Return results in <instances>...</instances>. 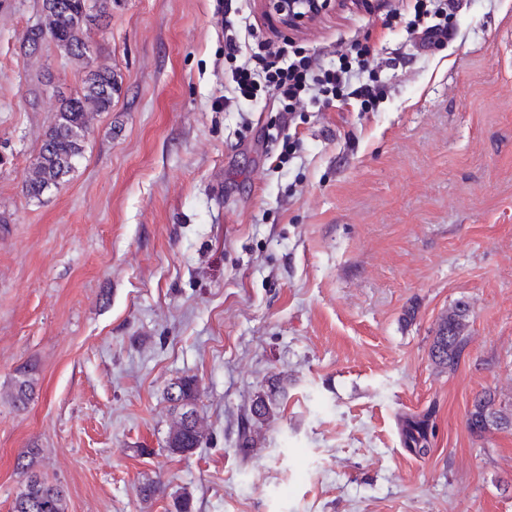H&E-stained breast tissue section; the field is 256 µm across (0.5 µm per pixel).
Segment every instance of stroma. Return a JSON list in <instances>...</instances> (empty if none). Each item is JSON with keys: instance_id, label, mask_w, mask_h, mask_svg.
<instances>
[{"instance_id": "1", "label": "stroma", "mask_w": 512, "mask_h": 512, "mask_svg": "<svg viewBox=\"0 0 512 512\" xmlns=\"http://www.w3.org/2000/svg\"><path fill=\"white\" fill-rule=\"evenodd\" d=\"M414 3L345 0L292 31L265 0H115L92 35L121 90L32 200L24 174L82 70L21 51L42 0H0V512L30 448L67 512H512V431L466 425L478 395L512 405V0H456L423 47ZM228 19L325 66L373 45L379 104L307 102L299 150L270 167L276 107L217 105ZM460 301L448 372L430 345ZM185 376L209 439L178 456L166 392ZM430 407L420 460L398 423ZM470 306L457 302L448 313L442 316L430 346V357L435 365L454 371L458 358L465 346L467 320ZM35 379L31 377L29 370L19 371V375L13 383L12 400L18 408L26 407L34 395Z\"/></svg>"}]
</instances>
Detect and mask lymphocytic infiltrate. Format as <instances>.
<instances>
[{"label":"lymphocytic infiltrate","mask_w":512,"mask_h":512,"mask_svg":"<svg viewBox=\"0 0 512 512\" xmlns=\"http://www.w3.org/2000/svg\"><path fill=\"white\" fill-rule=\"evenodd\" d=\"M452 0H415L410 34L427 41L446 34V20ZM371 45H361L355 54H339L334 65L323 67L311 57H289L286 48L259 39L250 43L241 40L233 22L224 25V58L232 62L231 89L224 96L225 109L253 100L258 93L278 106L282 125L292 126L296 112L306 100L322 99L325 108L345 104L357 98L362 108L372 106L378 89L370 83H359V76L370 68ZM248 55L249 60L238 63L237 58Z\"/></svg>","instance_id":"1"}]
</instances>
